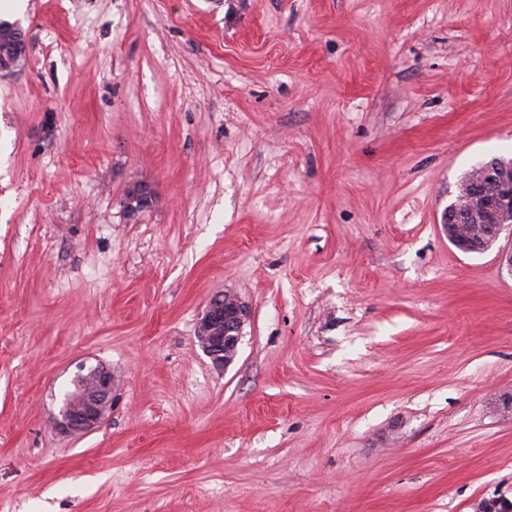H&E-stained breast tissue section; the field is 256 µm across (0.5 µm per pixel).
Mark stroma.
I'll use <instances>...</instances> for the list:
<instances>
[{
  "mask_svg": "<svg viewBox=\"0 0 512 512\" xmlns=\"http://www.w3.org/2000/svg\"><path fill=\"white\" fill-rule=\"evenodd\" d=\"M0 76V512L512 499V0H27ZM152 191L131 211L126 192ZM248 303L216 364L198 324ZM112 374L92 431L54 418ZM481 224L484 237L471 229ZM512 159L493 158L468 175L452 206L442 216L448 241L468 253H483L512 227ZM477 237V238H476ZM249 315V306L235 294L225 292L210 301L198 326V339L214 362L227 366L235 359ZM74 391L68 395L55 418L64 433H83L99 426L112 401V374L97 367L78 375Z\"/></svg>",
  "mask_w": 512,
  "mask_h": 512,
  "instance_id": "stroma-1",
  "label": "stroma"
}]
</instances>
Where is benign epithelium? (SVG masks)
I'll return each instance as SVG.
<instances>
[{
  "label": "benign epithelium",
  "mask_w": 512,
  "mask_h": 512,
  "mask_svg": "<svg viewBox=\"0 0 512 512\" xmlns=\"http://www.w3.org/2000/svg\"><path fill=\"white\" fill-rule=\"evenodd\" d=\"M512 227V160L494 158L474 169L452 206L442 216L448 241L468 253H483ZM249 306L237 295L212 299L200 320L198 339L214 362L230 364L238 353ZM112 401V374L97 367L76 378L55 418L64 433H83L99 426Z\"/></svg>",
  "instance_id": "benign-epithelium-1"
}]
</instances>
